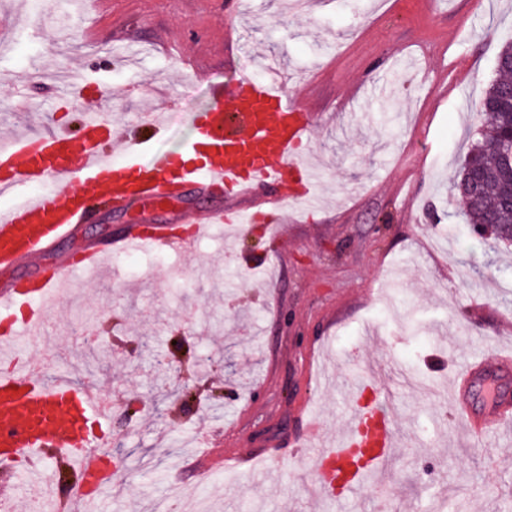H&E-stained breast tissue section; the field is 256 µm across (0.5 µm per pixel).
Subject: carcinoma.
<instances>
[{
	"label": "carcinoma",
	"mask_w": 512,
	"mask_h": 512,
	"mask_svg": "<svg viewBox=\"0 0 512 512\" xmlns=\"http://www.w3.org/2000/svg\"><path fill=\"white\" fill-rule=\"evenodd\" d=\"M512 37L502 42L495 78L482 101L486 120L480 138L468 149L454 182V190L471 224L490 225L497 243L512 245V169L494 143H508L512 129Z\"/></svg>",
	"instance_id": "cac0c4a2"
}]
</instances>
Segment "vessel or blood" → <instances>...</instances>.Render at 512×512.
Here are the masks:
<instances>
[{
	"label": "vessel or blood",
	"mask_w": 512,
	"mask_h": 512,
	"mask_svg": "<svg viewBox=\"0 0 512 512\" xmlns=\"http://www.w3.org/2000/svg\"><path fill=\"white\" fill-rule=\"evenodd\" d=\"M175 59L194 84L207 86L211 102L180 151L146 161L141 158L146 137L166 130L168 113L182 105L179 94L164 85L148 93L130 87L129 95L150 98L153 109L142 116L143 131L129 126L120 136L87 81L48 83L54 100L77 104L78 116L75 125L39 127L0 144V194L17 197L0 207V267L38 264L55 240L91 223L100 205L117 212L137 200L193 196L180 217L191 225L189 234L172 235L162 224H129L116 240L127 250L165 247L183 253L193 251L210 225L277 227L286 221L287 204L316 207L320 175L302 161L300 150L322 115L292 96L280 60L265 64V77L239 73L227 86L194 56L179 51ZM105 254L89 244L78 256H59L35 287H0V348L15 345L36 310L55 305L71 271L98 267ZM511 374L512 352L473 361L457 378L454 407L474 441L512 422V395L505 386ZM476 389L484 400L480 412L471 403ZM370 391L371 399L355 410L348 431L310 458L319 492L359 495L367 476L382 472L390 461L395 427L386 391L375 383ZM112 405L106 393L66 375L45 379L39 362L1 371L0 467L12 470L22 458L36 466L49 455L58 470L78 472L88 494L110 488L101 427Z\"/></svg>",
	"instance_id": "1"
}]
</instances>
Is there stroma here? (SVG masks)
I'll return each mask as SVG.
<instances>
[{"label":"stroma","mask_w":512,"mask_h":512,"mask_svg":"<svg viewBox=\"0 0 512 512\" xmlns=\"http://www.w3.org/2000/svg\"><path fill=\"white\" fill-rule=\"evenodd\" d=\"M238 19L257 52L297 72L291 92L330 109L354 88L363 93L338 125L314 129L306 158L323 167L320 207L288 212L283 237L265 224L249 233L217 224L191 255L143 252L137 268L116 257L76 272L59 308L22 345L18 360L71 370L77 382L124 392L136 413L124 453L112 461L119 490L92 512H184L172 484L193 486L205 512H310V449L266 475L201 474L181 468L189 441L214 410L227 420L221 444L242 455L299 434L300 408L320 411L340 433L367 364H384L401 448L387 483L359 497H325L321 512H493L512 507V426L482 445L466 440L453 413V383L471 361L512 348V252L467 224L452 180L478 137V105L494 75L512 0H71L35 12L33 0H0V123L69 115L28 93L26 79L64 41L61 68L95 84L105 113L135 122L146 101L125 94L133 82H172L184 99L152 150L179 151L194 116L210 104L206 86L177 79L174 61L143 57L136 70L109 64V47L90 50L81 34L121 31L139 42L180 38L232 84L224 68L226 23ZM28 95L26 110L19 96ZM180 200L141 205L97 224L78 225L55 254L109 243L127 224H171ZM194 272L183 287L184 272ZM112 341L113 356L90 371L86 329ZM195 385L180 394L182 380ZM260 389L252 397V389Z\"/></svg>","instance_id":"stroma-1"}]
</instances>
